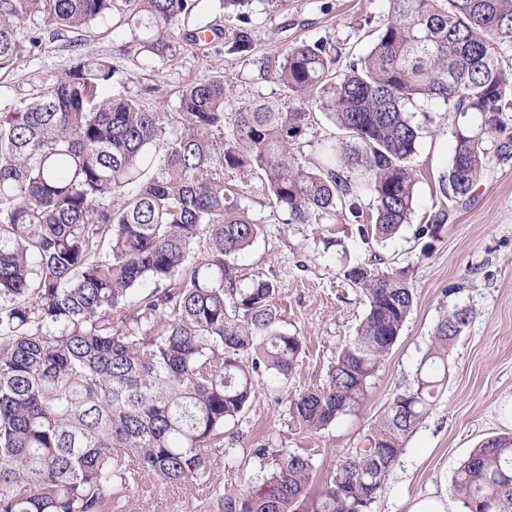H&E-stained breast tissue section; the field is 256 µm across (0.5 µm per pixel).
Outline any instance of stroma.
<instances>
[{"mask_svg":"<svg viewBox=\"0 0 512 512\" xmlns=\"http://www.w3.org/2000/svg\"><path fill=\"white\" fill-rule=\"evenodd\" d=\"M388 0H251L246 11L255 50L242 57L229 46L240 26L235 11L204 10L185 21L186 28L210 24L221 38L179 47L156 56L141 51L128 25L112 17L83 34L42 37L27 47L13 67L0 72V112H9L50 86L73 65L83 49L111 60L115 91L138 99L152 111L178 110L180 91L213 74L230 79L235 105L264 101L287 107L288 93L265 65H277L282 48L298 40L327 42L336 48V69L364 56L387 21ZM422 129L410 165L418 174L410 224L385 243L362 242L344 213L324 224H293L275 207L259 175L238 181L253 219L263 231L238 261L243 281L263 278L275 283L273 300L288 333L300 336L302 352L288 378L263 372L256 377L248 408L224 430V449L211 461L206 484L135 489L137 503L148 512H200L213 486L234 492L253 480L257 448H281L309 454L317 467L315 489H322L340 460L362 447L365 436L395 392L410 382L439 319L449 309H468L470 318L448 352L444 387L429 417L405 442L372 512H407L418 495L451 492V477L469 453L489 438L512 435V148L504 139L483 136L488 162L471 193L450 201L440 193L463 128L480 132L481 120L448 114L437 100L422 99L412 109ZM339 130L328 112L313 109L296 144L303 159L319 158ZM447 217L435 237L417 230L438 211ZM369 263L382 272L406 271L414 306L400 336L355 413L328 428L299 430L289 416L291 397L326 384L340 351L351 341L366 313L362 291L344 276L352 266Z\"/></svg>","mask_w":512,"mask_h":512,"instance_id":"obj_1","label":"stroma"}]
</instances>
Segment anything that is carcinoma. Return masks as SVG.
Here are the masks:
<instances>
[{
	"label": "carcinoma",
	"instance_id": "cac0c4a2",
	"mask_svg": "<svg viewBox=\"0 0 512 512\" xmlns=\"http://www.w3.org/2000/svg\"><path fill=\"white\" fill-rule=\"evenodd\" d=\"M207 0H0V70L52 34L81 31L133 6L143 50L196 46L210 25L180 21ZM512 0H390V18L364 57L334 70L321 40L284 47L278 80L291 107L230 106L212 75L179 94L178 132L113 90L116 70L87 54L14 112H0V512H140L132 491L205 482L254 378L284 379L302 350L280 329L277 286H240L237 263L262 225L224 175L258 173L291 224H319L358 197L374 213L361 238H392L410 222L417 174L407 165L421 128L409 108L439 100L503 132L512 112ZM252 30L229 51L248 56ZM329 113L347 141L306 162L293 144L310 108ZM482 139L459 130L440 180L447 199L469 194L486 166ZM360 173L355 184L352 175ZM121 199L117 207L112 197ZM367 311L328 381L290 399L292 422L317 433L353 412L414 305L403 272H345ZM465 308L438 321L413 383L399 389L364 439L312 495V458L256 448L262 476L219 512H370L444 385ZM452 491L468 512H512V436L473 449Z\"/></svg>",
	"mask_w": 512,
	"mask_h": 512
}]
</instances>
